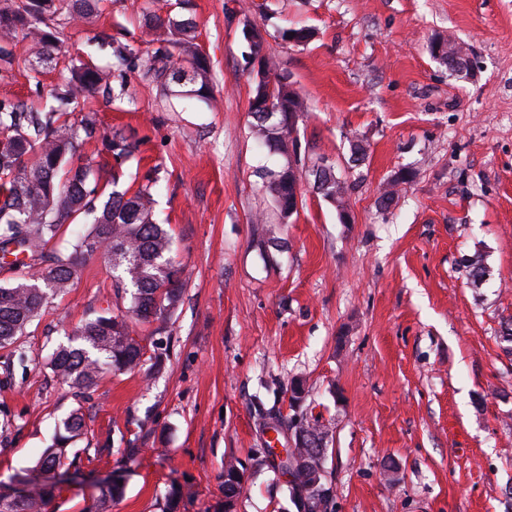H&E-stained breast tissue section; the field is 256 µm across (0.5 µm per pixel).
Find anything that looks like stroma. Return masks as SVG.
<instances>
[{
  "label": "stroma",
  "instance_id": "35a3bbf8",
  "mask_svg": "<svg viewBox=\"0 0 512 512\" xmlns=\"http://www.w3.org/2000/svg\"><path fill=\"white\" fill-rule=\"evenodd\" d=\"M174 2L99 0L92 22H60L50 60L9 41L0 99L38 106L35 82L52 88L71 60L111 67L100 35L144 47L145 14L177 15ZM193 18L212 99L168 98L132 73L124 91L86 94L71 115L97 124L80 150L91 179L134 190L162 167L153 218L173 237L182 301L166 333L130 328L164 367L86 390L48 369L65 330L124 307L110 258L88 256L0 349V490L31 477L79 408L82 461L46 512H82L116 473L125 493L109 512H224L230 458L245 472L236 512H296L287 478L255 459L269 431L255 405L289 421L299 379L327 432L330 512H512V349L499 338L512 320V0H194ZM246 22L267 70L287 74L308 106L292 134L303 204L285 221L257 175L285 159L253 137ZM301 26L314 31L307 44L282 39ZM448 37L468 48L467 71L434 57ZM116 132L140 141L117 172L100 142ZM321 157L349 188L350 223L312 189L306 171ZM404 168L413 181L380 209ZM477 252L479 284L462 267Z\"/></svg>",
  "mask_w": 512,
  "mask_h": 512
}]
</instances>
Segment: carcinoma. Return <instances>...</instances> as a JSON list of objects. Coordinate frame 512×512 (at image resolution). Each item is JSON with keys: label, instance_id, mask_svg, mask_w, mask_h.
Returning a JSON list of instances; mask_svg holds the SVG:
<instances>
[{"label": "carcinoma", "instance_id": "obj_1", "mask_svg": "<svg viewBox=\"0 0 512 512\" xmlns=\"http://www.w3.org/2000/svg\"><path fill=\"white\" fill-rule=\"evenodd\" d=\"M63 14L88 23L95 15L94 0H0V37L29 39L40 57L50 58L59 42L54 19ZM146 28L150 50L143 53L119 37H104L116 59L112 72L88 62L70 65L65 80L49 90L52 104L43 111L34 112L21 101L0 100V258L13 256L11 265L20 269L12 281L0 285V347L14 343L40 316L50 297L73 286L83 273V260L93 253L104 252L112 258L113 288L120 297L130 294L125 313L86 320L67 333V344L52 354L57 378L79 388L92 386L106 367L125 372L142 366L146 347L131 335L128 320L153 324L152 334L159 335L166 331L182 296L183 270L170 256L173 239L165 225L153 219L154 193L162 181L160 165L146 171L143 183L132 192L117 190L119 178L112 177L108 193L88 183L89 164L73 165L83 143L95 137L96 127L92 121L76 125L70 115L83 94L110 87L111 77L122 79L126 72L137 70L163 94L184 98L213 87L210 63L195 42L191 18L150 17ZM241 33L251 62L258 55L261 34L248 22ZM173 84L179 89H171ZM185 84L193 88L181 89ZM251 84L250 112L257 137L269 150L288 153V108L294 105L307 111L304 99L286 74L271 77L265 70L263 78L253 77ZM101 141L119 167L138 149L137 142L121 134ZM259 176L281 219L298 211L288 166L263 168ZM311 176L313 188L325 200L342 201L345 186L332 165L313 166ZM104 195L107 199L102 203ZM67 224L80 229L62 250L56 243ZM463 267L474 283L488 274L480 253L464 259ZM308 426L313 447H326L321 416L310 415ZM84 434V415L75 409L58 425L35 468L42 471L76 463L79 455L70 453V447ZM319 480L309 492L304 512H327L333 500V495L321 494L331 484L323 475ZM60 492L53 482H39L13 499L0 498V512H44ZM123 492L119 480H110L89 512H108L109 504Z\"/></svg>", "mask_w": 512, "mask_h": 512}]
</instances>
